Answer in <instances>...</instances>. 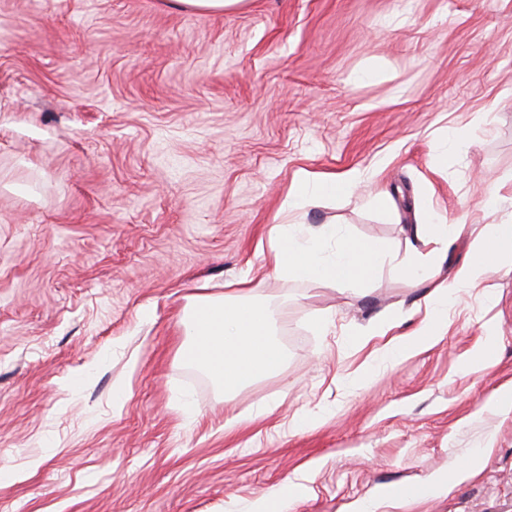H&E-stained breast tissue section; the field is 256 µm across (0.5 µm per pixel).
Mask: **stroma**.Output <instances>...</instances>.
Returning a JSON list of instances; mask_svg holds the SVG:
<instances>
[{"label":"stroma","mask_w":512,"mask_h":512,"mask_svg":"<svg viewBox=\"0 0 512 512\" xmlns=\"http://www.w3.org/2000/svg\"><path fill=\"white\" fill-rule=\"evenodd\" d=\"M355 169L307 223L396 241L463 218L446 272L466 259L500 220L485 192L512 197V0H0V512H241L288 481L291 512H353L438 475L379 512H512V268L392 364L351 337L423 304L388 267L358 297L269 276L286 365L232 396L179 355L192 297L262 264L298 172Z\"/></svg>","instance_id":"35a3bbf8"}]
</instances>
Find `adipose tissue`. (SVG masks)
Returning a JSON list of instances; mask_svg holds the SVG:
<instances>
[{"instance_id":"ef3b65f1","label":"adipose tissue","mask_w":512,"mask_h":512,"mask_svg":"<svg viewBox=\"0 0 512 512\" xmlns=\"http://www.w3.org/2000/svg\"><path fill=\"white\" fill-rule=\"evenodd\" d=\"M358 171L345 177L300 173L281 210V221L258 243L267 263L234 281L224 294L199 295L184 323L180 353L202 349L198 364L233 394L258 378L280 371L284 355L274 343L278 310L260 293L268 273L282 278L322 281L342 292L374 283L378 270L389 266L415 288L427 291L423 316L415 327L402 330V315L379 318L363 333L387 342L381 360L391 362L410 352H422L448 333L446 314L460 289L486 281L502 265L512 263V221L489 225L468 241V258L452 276L442 269L448 260L449 234L462 225L430 221L417 225L415 239L398 249L381 241H358L332 224L317 226L303 220L305 210L326 197L349 192L359 181Z\"/></svg>"}]
</instances>
